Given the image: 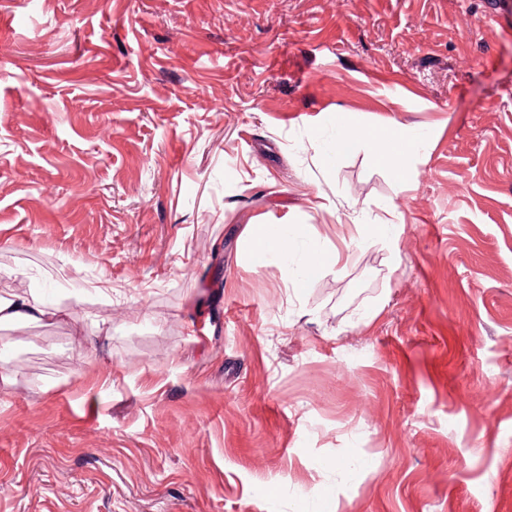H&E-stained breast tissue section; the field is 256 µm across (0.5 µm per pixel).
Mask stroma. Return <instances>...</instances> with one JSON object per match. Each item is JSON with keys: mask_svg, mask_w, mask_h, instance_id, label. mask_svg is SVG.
<instances>
[{"mask_svg": "<svg viewBox=\"0 0 512 512\" xmlns=\"http://www.w3.org/2000/svg\"><path fill=\"white\" fill-rule=\"evenodd\" d=\"M15 296L0 512H512V0H0ZM386 127V131L383 133H362L344 126L338 147L347 149L356 141H364L373 151L374 157L382 164L391 167L397 176L402 179L403 162L409 154V146L413 137L411 132L403 128L394 117L387 119ZM246 234L258 252H274L281 256H288L294 245V239L288 236V232L270 233L265 224L248 225ZM68 308L58 307L49 310L34 298L18 296L13 300L0 301V324L5 322L41 321L49 317L70 316Z\"/></svg>", "mask_w": 512, "mask_h": 512, "instance_id": "stroma-1", "label": "stroma"}]
</instances>
